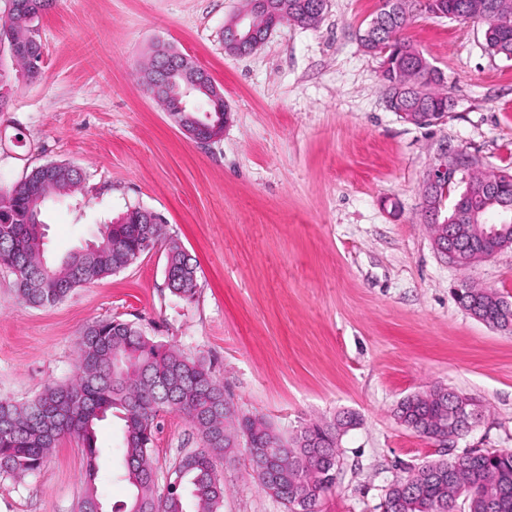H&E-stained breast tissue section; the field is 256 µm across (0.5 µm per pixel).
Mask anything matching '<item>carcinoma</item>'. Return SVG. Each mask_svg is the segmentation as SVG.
Masks as SVG:
<instances>
[{
  "label": "carcinoma",
  "instance_id": "carcinoma-1",
  "mask_svg": "<svg viewBox=\"0 0 512 512\" xmlns=\"http://www.w3.org/2000/svg\"><path fill=\"white\" fill-rule=\"evenodd\" d=\"M0 16V50L31 79L42 75L40 41L30 39L39 15L51 0H9ZM277 8L255 16L267 32L283 21L315 27L321 15L304 17L301 3L315 0H276ZM417 0L407 11L391 14L380 8L361 30V45L379 54L390 48L392 66L381 72L385 98L401 96L405 112L447 113L452 106L444 79L423 62L421 51L404 36ZM443 17L486 26L487 48L512 59V0H492L496 12L472 10L474 0H433ZM177 52L159 49L140 69L147 85L161 64ZM186 76L174 77L168 105L183 96ZM191 98L210 112L224 111V98L211 81L193 89ZM498 181L485 194V212L512 210V174L496 171ZM84 174L66 162L51 161L32 168L14 185L0 188V268L15 276L18 297L33 307L53 306L80 286L94 283L131 266L148 246L165 251V280L170 293L191 300L197 294L198 264L163 224L148 223L140 207L130 208L99 231L94 247L69 253L57 261H42L44 210L72 199L84 187ZM480 184V175L467 167L450 192L465 194ZM466 311L496 327L506 319L505 299L491 288L463 283L458 292ZM72 378L52 383L32 400H0V474L27 475L41 470L52 448L63 439L81 443L94 469L97 423L110 416L122 422L121 479L128 501L113 512H222L224 475L218 460L242 446L247 449L252 477L287 512H321L325 496L336 484L338 448L342 436L358 424L343 413L333 422L319 421L285 437L261 415L239 414L224 383L215 378L203 357H190L173 346L151 341L140 328L118 317L88 324L76 343ZM468 396L433 387L402 399L397 419L429 440L452 425L459 404ZM178 413L190 423L198 448L169 468V483L158 490L153 461L157 418ZM412 468L389 487L383 512H512V450H468L449 459ZM100 500L87 484L79 512H96Z\"/></svg>",
  "mask_w": 512,
  "mask_h": 512
}]
</instances>
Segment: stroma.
I'll return each mask as SVG.
<instances>
[{
	"mask_svg": "<svg viewBox=\"0 0 512 512\" xmlns=\"http://www.w3.org/2000/svg\"><path fill=\"white\" fill-rule=\"evenodd\" d=\"M244 0H54L40 18L44 75L13 82L0 112V186L65 161L85 193L46 209L45 252L61 258L128 208L159 214L196 259L198 292L173 296L162 249L76 288L52 307L23 303L0 269V399L23 403L69 378L92 321L119 317L155 342L210 360L240 413L281 434L356 413L323 512H382L414 467L472 448L512 449V332L458 304L464 282L512 300V247L472 269L448 263L423 223L422 181L442 147L512 169V60L483 28L424 15L407 36L442 72L453 101L431 126L385 103L381 58L356 38L380 0H327L317 28L283 22L250 54L225 52ZM205 68L224 91L220 140L190 141L148 94L139 70L160 47ZM23 142H16V135ZM445 386L483 409L442 448L400 425L404 397ZM159 475L198 445L191 425L159 420ZM121 422H101L96 485L129 497L115 473ZM87 458L65 439L34 475L0 474V512H77ZM223 512H287L251 477L245 450L221 463Z\"/></svg>",
	"mask_w": 512,
	"mask_h": 512,
	"instance_id": "stroma-1",
	"label": "stroma"
}]
</instances>
